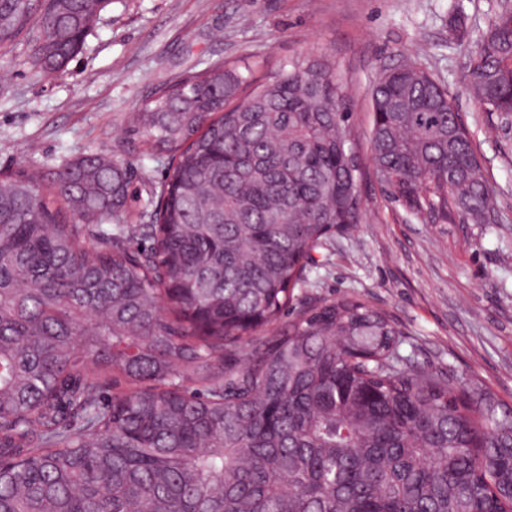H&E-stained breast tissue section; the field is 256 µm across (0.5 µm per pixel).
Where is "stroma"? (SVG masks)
Listing matches in <instances>:
<instances>
[{
	"label": "stroma",
	"instance_id": "stroma-1",
	"mask_svg": "<svg viewBox=\"0 0 512 512\" xmlns=\"http://www.w3.org/2000/svg\"><path fill=\"white\" fill-rule=\"evenodd\" d=\"M512 0H109L81 51L41 75L20 45L0 51V172L58 169L87 153L130 162L131 214L161 182L144 136L127 117L156 89L216 60L272 76L305 53L333 59L349 82L355 134L369 154V88L381 70L420 61L447 86L496 190L500 221L424 224L375 174L359 224L317 249L302 301L351 297L388 313L418 368L466 375L512 406V125L469 91L468 55ZM465 20L456 37L450 20Z\"/></svg>",
	"mask_w": 512,
	"mask_h": 512
}]
</instances>
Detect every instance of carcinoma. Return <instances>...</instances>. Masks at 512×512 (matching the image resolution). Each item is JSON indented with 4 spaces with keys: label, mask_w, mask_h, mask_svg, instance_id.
Listing matches in <instances>:
<instances>
[{
    "label": "carcinoma",
    "mask_w": 512,
    "mask_h": 512,
    "mask_svg": "<svg viewBox=\"0 0 512 512\" xmlns=\"http://www.w3.org/2000/svg\"><path fill=\"white\" fill-rule=\"evenodd\" d=\"M105 4L0 0V48L59 71ZM468 77L509 122L512 8ZM247 80L217 61L129 113L167 163L142 224L114 157L0 173V512H512V407L412 365L362 301L297 304L312 251L364 208L344 76L305 55L241 98ZM370 99L392 197L427 224L490 223L447 87L407 59ZM114 376L134 388L105 397Z\"/></svg>",
    "instance_id": "carcinoma-1"
}]
</instances>
